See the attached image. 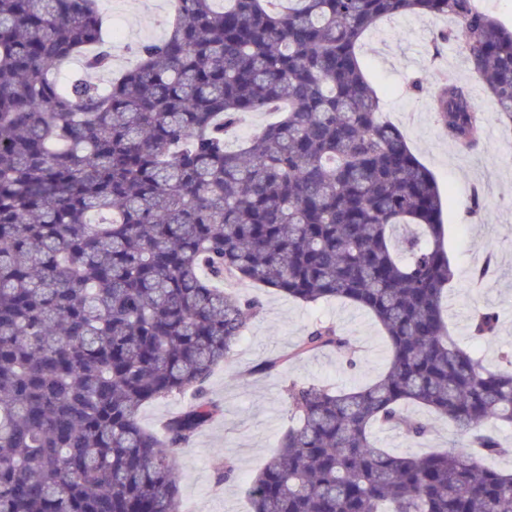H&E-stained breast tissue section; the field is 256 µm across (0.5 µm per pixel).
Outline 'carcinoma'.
I'll return each instance as SVG.
<instances>
[{"mask_svg": "<svg viewBox=\"0 0 512 512\" xmlns=\"http://www.w3.org/2000/svg\"><path fill=\"white\" fill-rule=\"evenodd\" d=\"M176 0L164 39L113 71L100 0H0V512H181L175 450L217 414L206 383L263 310L230 278L313 307L344 300L389 342L376 379L288 381L294 423L247 489L252 512H512V352L485 365L447 320L454 271L442 198L360 58L379 21L446 16L512 121V30L473 0ZM76 57L109 77L60 80ZM443 132L475 149L483 118L451 76L429 92ZM279 118L229 151L251 112ZM486 308L471 335L496 334ZM350 348L317 321L266 373ZM192 401L162 432L139 414ZM417 404L452 423L419 440ZM187 400L188 395H172L148 404L141 409L140 420L146 428L157 430L163 421L180 412ZM431 434L425 441L413 442L398 430L387 426H376L374 437L379 446L397 454H422L434 449L452 451L460 448L462 441L453 426L446 420L429 416Z\"/></svg>", "mask_w": 512, "mask_h": 512, "instance_id": "1", "label": "carcinoma"}]
</instances>
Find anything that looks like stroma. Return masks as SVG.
<instances>
[{"label":"stroma","mask_w":512,"mask_h":512,"mask_svg":"<svg viewBox=\"0 0 512 512\" xmlns=\"http://www.w3.org/2000/svg\"><path fill=\"white\" fill-rule=\"evenodd\" d=\"M106 10L120 28L117 67L131 63L126 43L156 41L167 33L164 19L170 0H109ZM451 24L446 17L423 15L387 20L365 37L361 53L384 120L401 130L442 195L445 242L455 271L448 290L451 333L461 342L471 341L472 317L493 309L498 315L496 335L475 342L483 359L493 364L500 352L512 351V122L497 112L471 73L461 41L435 45L436 32ZM444 75L461 83L484 117L483 138L467 153L443 133L427 96L412 88L416 78L433 82ZM476 190L482 194L483 208L470 215L466 205ZM488 260L493 263L491 273L481 287H474L473 270ZM239 292L259 294L263 312L251 320L230 357L209 378L208 395L220 406V414L177 452L180 498L187 512H250L246 490L270 461L289 424L283 393L288 381L350 388L374 379L387 363L389 350L380 326L351 304L334 300L308 308L270 288L243 284ZM319 320L334 323L349 338L361 360L359 369H350L345 353L332 350L259 373V366L287 352ZM374 437L379 446L397 454L451 451L462 444L453 426L437 418L422 442L387 426L375 427ZM226 456L236 463V477L220 484L216 468Z\"/></svg>","instance_id":"obj_1"}]
</instances>
